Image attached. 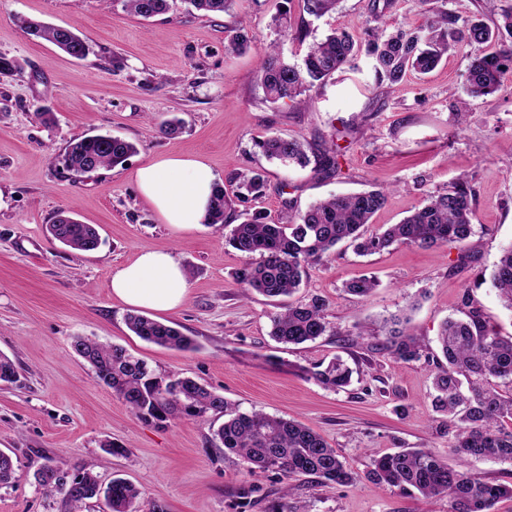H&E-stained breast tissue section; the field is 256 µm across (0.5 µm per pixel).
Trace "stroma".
<instances>
[{
	"label": "stroma",
	"instance_id": "stroma-1",
	"mask_svg": "<svg viewBox=\"0 0 512 512\" xmlns=\"http://www.w3.org/2000/svg\"><path fill=\"white\" fill-rule=\"evenodd\" d=\"M168 13L142 19L122 0H0V55L19 69L0 74V355L17 379L0 382V451L16 467L0 485V512H71L60 495L45 494L34 475L46 460L71 470L92 469L101 484L121 477L141 495L136 512H448L444 497L404 494L365 478L373 455L429 448L453 467L512 484V463L458 459L432 406L440 354L437 335L449 318L467 314L464 295L481 309L487 329L512 336V310L490 286L501 251L512 245V86L475 98L468 94L466 48L433 71L376 85L372 62L339 73L307 93L297 109L266 102L257 82L259 54L278 43L301 64L310 42L331 29L363 36L372 27L370 0H340L334 13L305 15L301 0H237L228 14H202L185 0ZM293 26L307 25L298 42L277 27L281 5ZM31 18L70 28L90 46L76 59L29 35ZM252 39L241 55L224 51L227 29ZM48 120H41V113ZM464 122H457V113ZM181 129L165 134L164 122ZM107 134L136 146L125 163L85 175L61 159L69 142ZM281 136L308 146L307 167L268 160L255 140ZM171 154H200L217 183L237 192V177L264 172L261 198L233 203L228 224L243 212L278 220L317 200L373 188L388 191L369 232L397 224L429 195L467 182L474 193L471 260L452 244H396L369 255L349 243L308 269L295 300L326 299L328 331L315 341L285 345L270 334L282 301L244 294L237 271L258 255L230 246L226 231L208 224L178 229L162 223L140 194L136 171ZM336 157L329 170L325 156ZM97 228L101 244L76 251L52 241L46 228L60 214ZM145 249L166 250L187 272L184 303L165 313L196 348L191 352L146 342L127 326L132 307L113 296V274ZM375 277L368 297L349 295L346 281ZM409 312L419 360L393 362L378 333L384 318ZM125 347L157 377H189L239 411L294 420L320 434L358 479L325 484L278 472L249 475L214 438L220 414L206 421L136 417L73 348L76 337ZM341 357L353 370L349 386L324 388L307 368ZM121 446L110 455L107 444Z\"/></svg>",
	"mask_w": 512,
	"mask_h": 512
}]
</instances>
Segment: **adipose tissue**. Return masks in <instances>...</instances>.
Listing matches in <instances>:
<instances>
[{
    "label": "adipose tissue",
    "mask_w": 512,
    "mask_h": 512,
    "mask_svg": "<svg viewBox=\"0 0 512 512\" xmlns=\"http://www.w3.org/2000/svg\"><path fill=\"white\" fill-rule=\"evenodd\" d=\"M136 182L163 223L185 228L204 222L215 176L203 155H173L141 166ZM110 288L128 306L171 312L183 303L189 282L172 253L145 249L113 274Z\"/></svg>",
    "instance_id": "1"
}]
</instances>
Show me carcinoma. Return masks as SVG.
<instances>
[{
    "label": "carcinoma",
    "instance_id": "obj_1",
    "mask_svg": "<svg viewBox=\"0 0 512 512\" xmlns=\"http://www.w3.org/2000/svg\"><path fill=\"white\" fill-rule=\"evenodd\" d=\"M123 2L130 13L145 19L161 15L169 8L168 0ZM187 2L198 12L219 14L231 12L237 0ZM302 2L307 15L320 18L335 11L340 0ZM432 3L433 0H416L421 10L432 13L419 29L369 28L362 42L346 30L334 29L309 46L301 66L288 63L277 47L267 48L257 71L266 101L307 106L304 95L308 88L345 69H355L356 57L362 49L372 58L376 82L395 85L409 73L426 74L434 70L450 51L464 45L470 48L466 76L469 94L481 97L500 91L512 76V5L501 9V23L491 27L477 16L461 18L446 7L447 0L436 7ZM276 22L300 42L308 36L307 29L292 28L286 11ZM24 25L33 36L74 58L84 59L90 53L85 41L68 28L33 20L25 21ZM250 44L246 31L234 29L226 36L224 51L241 53ZM493 44L498 49L491 52L488 47ZM257 146L268 158L283 164H309L305 145L298 139L271 136L257 142ZM135 152L134 144L125 139L84 135L69 142L66 169L87 174L122 164ZM265 189L262 174L245 175L239 182L236 198L243 202L257 198ZM386 200L387 191L373 189L321 200L279 222H268L266 217L253 214L231 229L228 243L242 253L260 255L261 261L241 268L236 281L246 292L256 291L267 297L290 296L300 288L306 268L328 258L341 242H351L362 254L399 243L422 247L454 243L463 248L474 233L472 188L465 182L430 196L426 204L383 232L366 234L365 227ZM231 203L224 186L214 184L206 223L224 226V213ZM48 232L53 240L74 250L97 248V229L70 216L57 219L49 225ZM491 285L503 305L512 310V245L503 250L495 265ZM377 286L376 279L361 275L346 282L344 291L366 297ZM463 304L469 307V320H448L438 335L447 365H438L432 403L436 411L448 415L456 428L450 453L461 458L512 462V429L502 426L504 419H512V397L497 390L500 383L512 387V336L504 338L488 331L470 294L463 296ZM325 310L326 300L317 295L305 303L290 304L272 317L271 336L293 345L313 341L327 332ZM390 323L393 328L387 331L382 348L397 362L420 359L422 347L416 339L396 328L399 319L394 317ZM127 325L135 335L158 346L181 351L195 349L194 341L171 322L131 314ZM73 349L138 417L161 422L172 417L203 421L210 413L224 414V424L216 432L224 454L243 460L253 475L276 471L289 480L315 476L326 484L336 485H348L357 479L336 450L308 427L263 412H240L224 397L190 378L158 379L144 361L119 345H102L79 337ZM311 375L324 387L336 390L350 384L352 370L336 357L325 366L317 365ZM15 477L12 458L0 452V484ZM366 477L406 494L416 491L425 498L446 496L448 512H494L499 499L512 497V485L492 483L477 473L457 470L427 448H407L375 456ZM36 479L45 492L62 495L72 512H81L84 502L100 493L93 473L71 474L58 464L49 474L38 471ZM108 488L109 512H135L138 487L114 479Z\"/></svg>",
    "mask_w": 512,
    "mask_h": 512
}]
</instances>
